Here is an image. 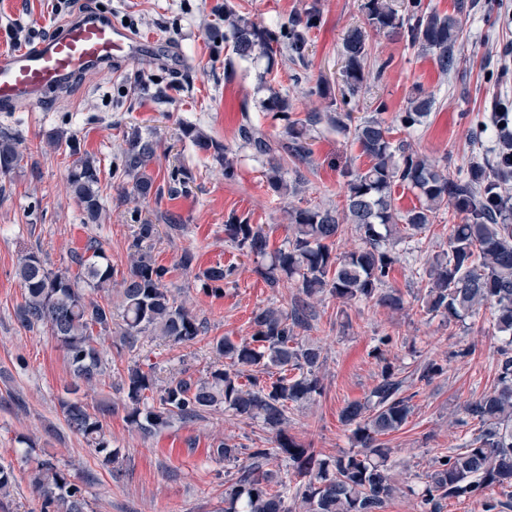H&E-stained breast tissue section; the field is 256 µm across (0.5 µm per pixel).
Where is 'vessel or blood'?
Segmentation results:
<instances>
[{"label":"vessel or blood","mask_w":512,"mask_h":512,"mask_svg":"<svg viewBox=\"0 0 512 512\" xmlns=\"http://www.w3.org/2000/svg\"><path fill=\"white\" fill-rule=\"evenodd\" d=\"M152 48V41L84 13L29 49L0 53V112L38 106L78 77L107 71Z\"/></svg>","instance_id":"1"}]
</instances>
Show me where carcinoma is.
<instances>
[{
	"instance_id": "carcinoma-1",
	"label": "carcinoma",
	"mask_w": 512,
	"mask_h": 512,
	"mask_svg": "<svg viewBox=\"0 0 512 512\" xmlns=\"http://www.w3.org/2000/svg\"><path fill=\"white\" fill-rule=\"evenodd\" d=\"M362 9L368 26L378 33L399 34L411 46L433 51L442 71L456 66L454 48L460 35L458 19L424 8L422 0H365ZM319 13L294 15L272 30L238 14L224 5V40L232 42L241 58L257 54L266 59L265 72L272 71L276 57L307 64L308 32L317 26ZM343 85L341 99L329 105H348L365 81L369 59L366 31L355 27L343 42ZM262 111L283 122V138L273 140L248 116L243 105L239 138L256 155L271 161L267 181L271 188L288 194L280 161L291 157L304 160L311 152L314 127L322 121L352 134L362 153L372 160L365 170L346 172L345 204L342 210L320 206L295 207L289 211L293 237L288 246L268 251V233L260 224L231 217L224 234L239 250L254 258V272L269 287L283 280L297 288L298 300L286 309L269 305L253 311L252 334L236 342L227 336L214 338L209 346L214 364L203 375L184 369L166 380L154 366L143 369L135 363L121 379L125 421L145 438L157 435L176 422L200 419L206 413L223 410L241 420L262 424L272 437L269 448H252L245 454L237 445L218 438L213 455L226 462L240 463L235 482L224 489V512H292L288 499L301 512H382L388 500L402 492L391 474V449L380 437L398 430L411 414L409 399L401 396L402 381L384 361L383 347L393 341L385 334L378 338L375 357L383 362L378 383L365 402L348 403L340 413L349 427L357 450L332 459H322L314 450L288 434V405L300 404L321 394L319 376L324 363L322 347L300 338L313 317V300L329 294L344 303L373 300L391 310H400L404 299L398 290L386 288L394 263L386 247L392 233L411 236L424 232L442 208L451 206L463 215L452 225L448 252L424 264L427 281L420 297L428 314L448 321H463L481 307L492 311L493 326L502 335L498 349V382L494 388L466 404L464 413L478 425L469 444L434 457L424 475L419 493L420 512H442L449 498L475 497L481 512H503L512 508V496L503 501L485 496V490L512 488V203L505 199L501 185L512 180V162L503 156L512 151V138L498 137L495 159L473 161L465 178L448 175V165H439L414 150L410 143L391 140L394 129L411 131L421 126L432 110L430 97H412L405 111L391 123L379 117L386 110L381 102L376 114L352 124L349 112H315L304 119L288 112V96L266 85ZM183 135L201 150L213 151L224 165V179L235 178V168L224 147L199 130L186 128ZM127 148L114 173L132 179L133 193L142 199L159 197L149 169L157 143L137 128L124 134ZM20 140L0 135V175L12 173L22 160ZM68 175V184L89 222L103 216L100 202V168L89 156L78 155ZM191 177L181 168L169 173V193L186 194ZM416 190L424 203L406 212L394 205L393 188ZM354 225L363 247L338 255L333 252L344 225ZM160 239L159 225L142 220L132 225L130 263L122 274L119 309L115 322L112 298L101 300L94 291H106L115 275L101 242L92 239L85 251L71 258L79 272L50 267L39 251L25 253L15 275L25 291L17 309L21 326L34 330L45 327L67 360L71 381L60 407L69 431L82 438L94 454L120 472L119 451L112 447L104 421L115 405L110 398H98L95 389L105 376L112 350L110 341L133 351L145 336H155L176 345L192 344L207 333L200 320L169 288L170 269L157 263L153 249ZM235 268L216 264L196 275L204 294L224 295V285L232 282ZM275 379L263 382L245 369ZM247 382H242L241 378ZM28 482L42 498V512H90L83 481L67 466L35 454L29 437ZM246 455V462L240 456ZM273 459L288 463L297 477L295 486L265 469ZM16 482L14 469L0 464V498L11 496Z\"/></svg>"
}]
</instances>
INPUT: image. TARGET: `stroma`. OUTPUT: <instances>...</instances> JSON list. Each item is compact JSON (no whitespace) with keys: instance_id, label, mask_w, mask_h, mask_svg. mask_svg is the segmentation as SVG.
Wrapping results in <instances>:
<instances>
[{"instance_id":"stroma-1","label":"stroma","mask_w":512,"mask_h":512,"mask_svg":"<svg viewBox=\"0 0 512 512\" xmlns=\"http://www.w3.org/2000/svg\"><path fill=\"white\" fill-rule=\"evenodd\" d=\"M80 2L84 10L109 16L141 39L173 50L177 60H132L76 80L43 106L0 112V130L21 136L23 154L17 169L0 176V464L12 467L17 477L9 509L40 512L41 498L28 483L23 461L27 446L20 441L31 435L46 440L48 453L83 477L92 512H218L238 466L212 454L214 438L253 448L268 439V432L259 423L219 411L192 423H175L145 439L124 422L118 383L127 366L136 362L157 365L164 379L185 368L203 374L213 362L209 339L249 338L253 310L272 302L290 305L295 289L272 288L258 277L252 258L225 238L226 221L248 218L264 225L271 249L286 247L292 235L288 208L342 207L345 170L372 164L351 136L322 123L313 133L309 157L283 164L293 194L282 197L269 187L267 160L255 156L237 136L241 105H248L253 124L269 137H281L282 128L259 106L265 96L258 80L264 60L234 56L231 43L223 39L224 7L233 5L270 29L295 13L319 10L320 20L309 32L307 68L280 59L272 81L287 94L291 112L302 119L326 109V100L316 93L319 80H326L334 91L341 87L343 40L351 29L365 26L363 0ZM423 3L458 17L456 69L442 72L434 52L409 47L401 37L369 31L372 70L347 109L358 121L373 115L383 101L388 105L383 118L388 121L404 111L415 94L431 97V112L408 140L419 153L461 174L471 156H493L497 129L490 116L495 107L512 109V66L505 64L512 57V0ZM53 5V0H0V50L31 47L66 23L67 14H55ZM480 118L485 119L486 130L475 142L470 126ZM186 126L228 148L234 180H225L212 153L199 151L183 136ZM132 127L158 143L150 166L156 180L164 181L173 166H183L193 180L189 194L141 200L134 198L128 179L113 176V167L121 161L123 133ZM53 134L64 137L54 149L46 144ZM75 145L101 167L104 219L99 224L86 223L68 188ZM135 210L156 224L181 225L177 235L161 236L154 256L172 268V288L206 322L207 333L190 346H172L147 336L136 350L113 353L100 389L117 404L108 420L112 445L123 455L122 470L115 476L64 423L59 401L69 371L47 329L29 331L19 323L16 311L23 289L15 268L30 250L40 251L52 266H67L71 255L83 252L95 238L103 242L116 272L124 273L132 241L130 214ZM461 221V215L448 207L422 234L391 244L395 263L387 285L401 291L403 309L393 311L367 301L346 305L325 295L315 300L310 327L301 334L323 348V392L290 407L288 432L325 457L352 451L340 412L346 403L370 395L380 374L372 350L379 336L388 333L394 338L385 356L404 377V393L413 410L406 424L382 441L392 450L397 481L410 488L397 494L384 512H419L416 492L424 486L423 472L434 457L463 447L472 438L474 426L466 422L464 407L497 381L501 340L490 310L483 308L450 323L425 314L420 303L426 281L418 270L427 259L447 252L450 227ZM186 249L195 251L197 269L218 263L235 267L234 281L225 286L222 297L205 295L195 271L178 269V258ZM431 359L444 365V374L429 382L419 380L420 368ZM13 395L24 399L25 410L9 406Z\"/></svg>"}]
</instances>
